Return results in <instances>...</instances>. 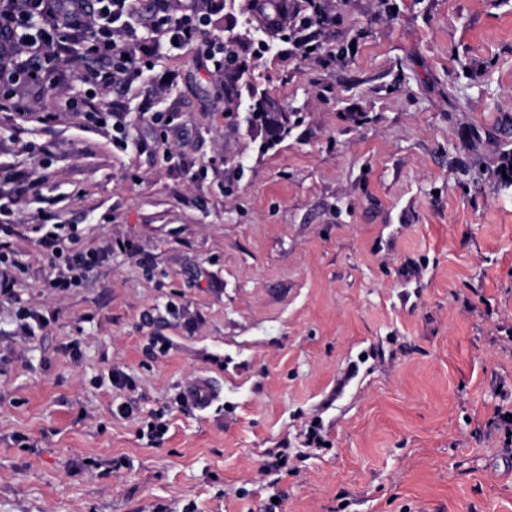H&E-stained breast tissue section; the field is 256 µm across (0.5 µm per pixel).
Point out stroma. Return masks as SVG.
<instances>
[{"mask_svg":"<svg viewBox=\"0 0 512 512\" xmlns=\"http://www.w3.org/2000/svg\"><path fill=\"white\" fill-rule=\"evenodd\" d=\"M249 4L210 28L245 63L234 112L195 51L155 66L173 161L138 124L116 149L51 87L22 134L48 160L21 165L0 110V203L44 182L15 212L22 301L0 297V512H512L492 423L512 395V0H330L314 38L349 54L325 62L273 33L254 59ZM258 93L289 118L273 146L246 122ZM48 200L100 256L65 291L44 285ZM21 304L49 320L30 340ZM201 378L203 411L180 400ZM183 397L195 409L205 410L218 399V392L211 382L201 379L188 385Z\"/></svg>","mask_w":512,"mask_h":512,"instance_id":"35a3bbf8","label":"stroma"}]
</instances>
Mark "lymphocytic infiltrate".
<instances>
[{
    "label": "lymphocytic infiltrate",
    "mask_w": 512,
    "mask_h": 512,
    "mask_svg": "<svg viewBox=\"0 0 512 512\" xmlns=\"http://www.w3.org/2000/svg\"><path fill=\"white\" fill-rule=\"evenodd\" d=\"M218 0H0V55L9 56L0 69V107L11 111L17 125L28 123V94L67 63L76 65L82 94L65 106L90 126L112 132L115 146L129 144L133 122L152 132L157 151H164L180 125L176 112L158 107V88H149L137 115L112 100V93L141 79L149 66L173 50L201 48L206 63L223 64L226 44L209 36L211 14ZM38 241L58 261L48 287L76 285L95 261L73 250L64 225L43 211ZM11 224H0V296L15 298L27 266L11 245Z\"/></svg>",
    "instance_id": "lymphocytic-infiltrate-1"
}]
</instances>
